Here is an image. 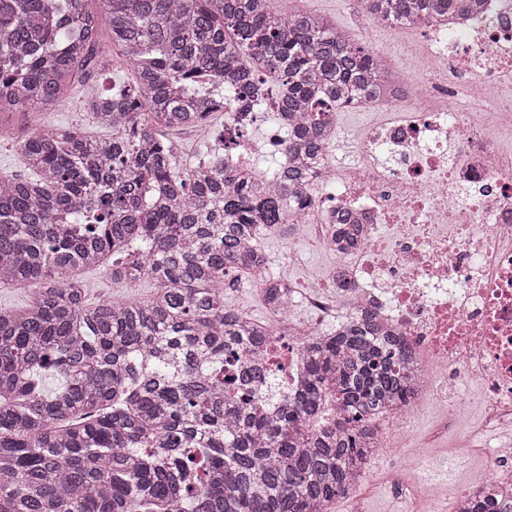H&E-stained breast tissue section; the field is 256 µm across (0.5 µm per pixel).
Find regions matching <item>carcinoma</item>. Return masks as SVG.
<instances>
[{"label":"carcinoma","mask_w":512,"mask_h":512,"mask_svg":"<svg viewBox=\"0 0 512 512\" xmlns=\"http://www.w3.org/2000/svg\"><path fill=\"white\" fill-rule=\"evenodd\" d=\"M0 0V117L55 106L76 73L100 69L96 38L131 60L133 81L89 101L105 140L33 127L29 174L0 176V512H331L364 474L378 425L404 399L402 348L370 344L352 319L304 349L305 383L268 414L260 361L288 311V281L264 282L270 321L224 304L226 269L254 268L259 234L302 212L297 186L319 161L340 101L379 97L377 53L321 15L276 0ZM394 29H418L471 0H364ZM235 124L254 106L291 114L288 175L268 187L224 170L177 173L158 128ZM154 282L139 301L90 304L79 269ZM49 378L60 380L46 389ZM469 512H512L467 494Z\"/></svg>","instance_id":"obj_1"}]
</instances>
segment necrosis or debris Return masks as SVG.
Returning a JSON list of instances; mask_svg holds the SVG:
<instances>
[{"label":"necrosis or debris","instance_id":"necrosis-or-debris-1","mask_svg":"<svg viewBox=\"0 0 512 512\" xmlns=\"http://www.w3.org/2000/svg\"><path fill=\"white\" fill-rule=\"evenodd\" d=\"M420 33L424 61H411L382 101L356 99L353 112H384L344 169L322 162L293 226L329 246L332 220L358 226L359 244L336 254L327 275L335 297L291 293L319 322L339 306L368 318L374 345L396 342L417 361L409 424L444 383L463 388L454 405L483 401L489 426L512 428V153L496 143L512 128V101L495 89L512 73V0H477L461 20H429ZM335 211L328 219L327 211ZM274 337L281 365L275 412L304 375L303 346L318 325L289 323Z\"/></svg>","mask_w":512,"mask_h":512}]
</instances>
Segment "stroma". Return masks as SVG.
<instances>
[{
    "instance_id": "obj_1",
    "label": "stroma",
    "mask_w": 512,
    "mask_h": 512,
    "mask_svg": "<svg viewBox=\"0 0 512 512\" xmlns=\"http://www.w3.org/2000/svg\"><path fill=\"white\" fill-rule=\"evenodd\" d=\"M282 9L301 7L315 13L329 15L337 26L347 31L352 39L388 45L394 41L415 42V33L374 31L373 21L363 13L357 0H280ZM131 64L121 55L113 54L112 66L105 72L73 75L68 90L59 106L40 111L32 119L18 116L14 119V131L23 134L28 124L49 127H76L99 138L111 137L109 128L99 125L92 112L86 108L90 98L110 94L112 89L132 80ZM260 247L269 256L275 273L288 279L295 287L309 289L322 283L328 269L334 264L331 253L311 248L301 238H289L277 233H261ZM84 281L87 299L96 303L112 298H147L156 293L155 283L146 282L129 287L112 281L105 270L88 268L80 273ZM468 419L476 432L474 464L457 466L455 457L434 465L422 474L423 481L434 482L452 491L475 490L483 469L480 458L486 457L489 444L495 443L496 435L485 430L483 422L474 418L472 411L450 416L444 407L431 406L413 425L393 430L382 457L375 460L365 476V485L357 493L340 500L337 512H405L410 491L394 481L393 475L403 456L422 454L429 448L452 447L461 419Z\"/></svg>"
}]
</instances>
